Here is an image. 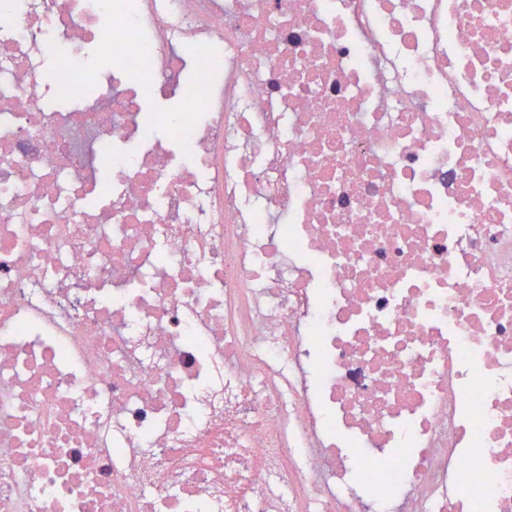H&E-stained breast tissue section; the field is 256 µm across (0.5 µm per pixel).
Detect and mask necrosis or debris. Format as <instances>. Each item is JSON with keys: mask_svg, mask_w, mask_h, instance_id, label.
<instances>
[{"mask_svg": "<svg viewBox=\"0 0 512 512\" xmlns=\"http://www.w3.org/2000/svg\"><path fill=\"white\" fill-rule=\"evenodd\" d=\"M7 2L0 512H512V0Z\"/></svg>", "mask_w": 512, "mask_h": 512, "instance_id": "1", "label": "necrosis or debris"}]
</instances>
